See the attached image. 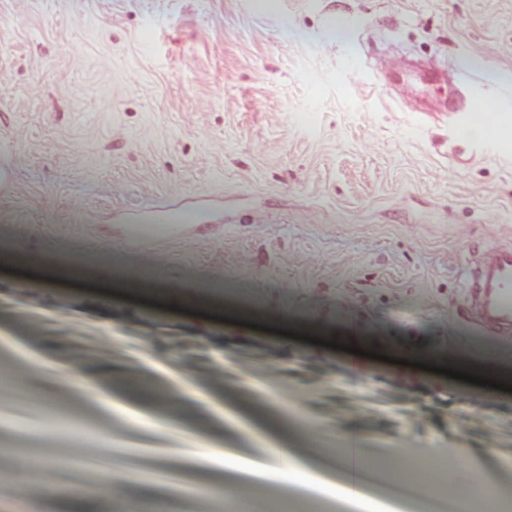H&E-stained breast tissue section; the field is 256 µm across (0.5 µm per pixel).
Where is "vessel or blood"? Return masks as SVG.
I'll return each mask as SVG.
<instances>
[{"mask_svg": "<svg viewBox=\"0 0 512 512\" xmlns=\"http://www.w3.org/2000/svg\"><path fill=\"white\" fill-rule=\"evenodd\" d=\"M198 208L174 203L133 217L129 241L146 242L182 234L199 222ZM465 286L473 301V320L512 334V243L504 242L476 254L466 270Z\"/></svg>", "mask_w": 512, "mask_h": 512, "instance_id": "1", "label": "vessel or blood"}]
</instances>
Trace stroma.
Segmentation results:
<instances>
[{"mask_svg":"<svg viewBox=\"0 0 512 512\" xmlns=\"http://www.w3.org/2000/svg\"><path fill=\"white\" fill-rule=\"evenodd\" d=\"M473 58L470 69L460 58ZM512 0H0V330L95 374L128 403L105 419L34 394L0 441V512H216L254 495L182 458L224 433L146 368L162 352L216 402L299 448L356 433L396 480L452 460L512 482V392L442 375L451 353L512 367L470 317L462 272L512 240ZM511 120L491 146L465 118ZM459 118L449 123L448 109ZM200 206L185 235L124 244L149 205ZM125 435L108 449L104 435ZM111 459L127 480L60 477ZM221 484L220 496L205 487Z\"/></svg>","mask_w":512,"mask_h":512,"instance_id":"stroma-1","label":"stroma"}]
</instances>
